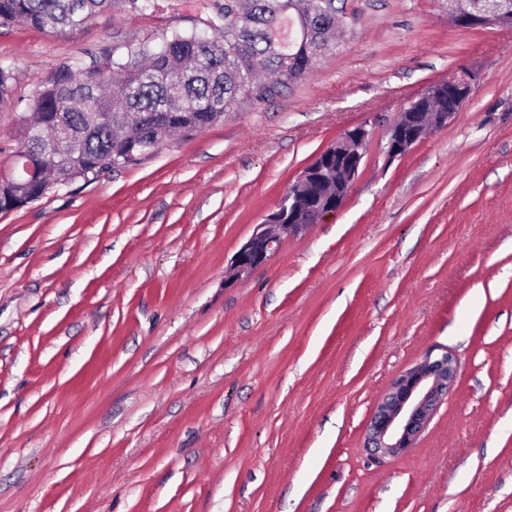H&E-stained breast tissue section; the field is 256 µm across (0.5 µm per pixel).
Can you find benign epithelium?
<instances>
[{"instance_id": "1", "label": "benign epithelium", "mask_w": 512, "mask_h": 512, "mask_svg": "<svg viewBox=\"0 0 512 512\" xmlns=\"http://www.w3.org/2000/svg\"><path fill=\"white\" fill-rule=\"evenodd\" d=\"M452 16L456 24L469 28L512 25L511 17L492 9L454 12ZM477 81V73L463 70L434 85L432 93L439 96L446 93L453 101L443 112L424 115L415 111L419 100H413L388 131L387 156L394 159L405 155L423 134L446 126L468 99ZM366 140V130L356 127L344 132L316 156L298 180L308 186L309 191L302 195L288 191L281 197L233 256L225 282L235 283L247 278L269 261L283 239L304 233L309 228L303 223L304 216L310 215L318 223L341 208L347 190L358 177ZM333 174L336 175V192L331 193L325 184ZM456 374V360L447 351L436 357L429 352L419 363L404 370L371 415L368 447L383 456L401 455L422 432L454 383Z\"/></svg>"}]
</instances>
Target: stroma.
I'll return each mask as SVG.
<instances>
[{"label":"stroma","instance_id":"stroma-1","mask_svg":"<svg viewBox=\"0 0 512 512\" xmlns=\"http://www.w3.org/2000/svg\"><path fill=\"white\" fill-rule=\"evenodd\" d=\"M205 0L118 4L74 31L0 27V105L63 63L198 26ZM344 39L269 100L0 213V512H512V27L445 0H338ZM479 73L448 125L389 159L409 100ZM344 205L224 273L345 131ZM458 375L402 455L366 426L430 350Z\"/></svg>","mask_w":512,"mask_h":512}]
</instances>
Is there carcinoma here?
<instances>
[{
  "instance_id": "cac0c4a2",
  "label": "carcinoma",
  "mask_w": 512,
  "mask_h": 512,
  "mask_svg": "<svg viewBox=\"0 0 512 512\" xmlns=\"http://www.w3.org/2000/svg\"><path fill=\"white\" fill-rule=\"evenodd\" d=\"M113 0H0V27L74 30ZM470 9L512 15V0H469ZM205 30H174L144 40L124 57L59 66L19 113L20 152L48 181L0 178V212L41 198L61 179L89 182L134 164L174 134L187 138L242 103L262 102L311 75L313 52L346 27L336 0H224ZM14 72L0 65V104L11 101Z\"/></svg>"
}]
</instances>
